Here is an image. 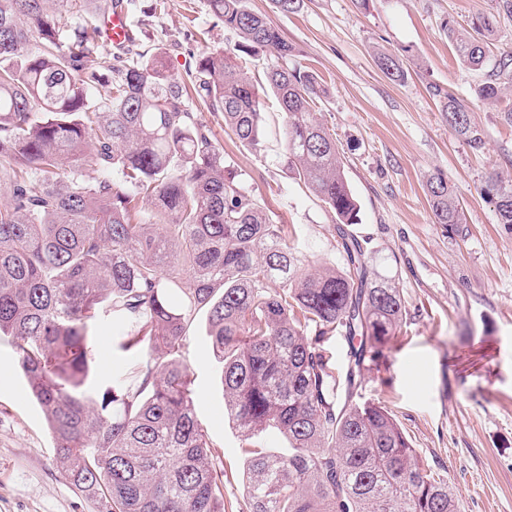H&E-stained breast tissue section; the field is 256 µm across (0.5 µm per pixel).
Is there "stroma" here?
Here are the masks:
<instances>
[{
	"mask_svg": "<svg viewBox=\"0 0 512 512\" xmlns=\"http://www.w3.org/2000/svg\"><path fill=\"white\" fill-rule=\"evenodd\" d=\"M295 48L288 64L315 72L327 89L318 117L344 157L356 195L358 223L349 233L363 244L371 267L395 274L405 301L396 336L379 361L365 363L354 386L343 332L322 348L336 368L338 404L385 406L421 463L447 473L461 512H512V226L498 223L485 194L493 178L512 181V88L473 114L484 146L472 150L444 121L430 86L472 97L485 71L464 68L442 31L444 21L467 25L495 18L497 37L486 51L512 53V13L497 0H301L296 12L273 0H246ZM129 20L138 50H164L170 72L193 79L201 55L235 51L239 38L210 12L208 0H134ZM403 56L408 75L389 81L373 48ZM258 148L231 140L221 115L191 103L224 160L246 191L287 225L312 268L341 260L336 217L288 163L284 116L272 95ZM442 175L459 199L462 224L435 223L425 190ZM92 350L94 389L134 382L145 358H128L124 327L99 315ZM192 380L196 415L223 472L224 507L245 494L247 457L224 406L222 366L207 334L206 311L196 312L181 347ZM44 414L32 397L17 355L0 340V512H100L59 471Z\"/></svg>",
	"mask_w": 512,
	"mask_h": 512,
	"instance_id": "stroma-1",
	"label": "stroma"
}]
</instances>
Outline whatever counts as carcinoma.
I'll list each match as a JSON object with an SVG mask.
<instances>
[{
	"label": "carcinoma",
	"mask_w": 512,
	"mask_h": 512,
	"mask_svg": "<svg viewBox=\"0 0 512 512\" xmlns=\"http://www.w3.org/2000/svg\"><path fill=\"white\" fill-rule=\"evenodd\" d=\"M214 18L256 49L286 60L294 47L245 0H208ZM131 0H0V339L14 346L47 418L64 475L104 512H225L224 481L196 418L189 371L178 359L192 314L208 313L223 363L224 404L249 453L238 512H459L448 476L420 464L394 415L379 404L336 406L339 382L320 347L336 330L356 370L381 355L405 311L396 280L368 265L343 228L359 205L336 139L317 117L326 89L283 65L252 81L237 55L209 52L191 85L165 52L126 58L110 78L91 67L101 19ZM443 32L461 64L487 70L474 98L431 87L448 126L484 146L472 113L512 85V56L490 62L493 19ZM402 82L399 55L378 50ZM107 86L106 94L99 87ZM284 114L289 167L336 215L342 266L312 273L288 225L275 223L224 163L189 109L197 99L224 131L255 147L260 91ZM93 163L99 176L88 178ZM498 223L512 225V183L497 179ZM437 224L462 223L454 189L426 182ZM277 282L279 287L270 288ZM105 310L128 328L125 350L150 361L139 386L92 398L93 322ZM273 431L288 452L257 443Z\"/></svg>",
	"instance_id": "obj_1"
}]
</instances>
